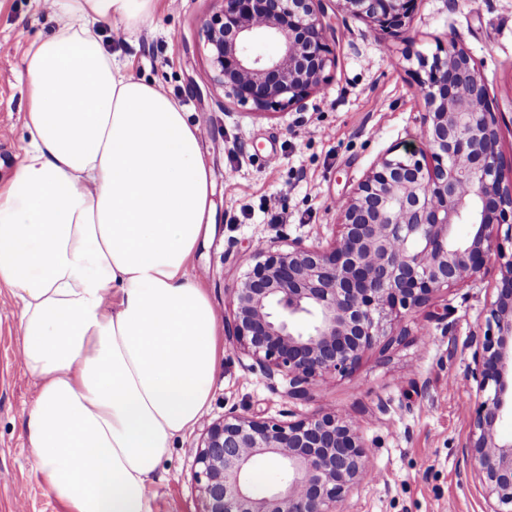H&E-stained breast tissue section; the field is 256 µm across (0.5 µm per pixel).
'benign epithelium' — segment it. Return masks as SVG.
Masks as SVG:
<instances>
[{
  "label": "benign epithelium",
  "mask_w": 512,
  "mask_h": 512,
  "mask_svg": "<svg viewBox=\"0 0 512 512\" xmlns=\"http://www.w3.org/2000/svg\"><path fill=\"white\" fill-rule=\"evenodd\" d=\"M205 23L215 87L258 113L301 109L336 62L326 37L324 0H218ZM355 17L394 33L418 0H336ZM279 45L266 57L256 37ZM426 151L391 148L343 199L326 248L261 240L254 264L224 289L226 340L251 360L269 389L308 400L327 380L350 373L374 348L408 335L396 329L433 295L475 280L491 260L495 281L475 335L465 380L476 386L462 444L485 512H512V439L498 434L512 414V157L500 148L501 112L471 54L455 42L420 61ZM470 232L457 240L453 228ZM304 318L313 332L298 328ZM265 456L281 474L258 493L249 471ZM373 469L368 444L349 413L323 411L282 421L231 407L209 423L195 457L196 512H344Z\"/></svg>",
  "instance_id": "obj_1"
}]
</instances>
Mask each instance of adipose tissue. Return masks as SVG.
I'll return each instance as SVG.
<instances>
[{
  "label": "adipose tissue",
  "mask_w": 512,
  "mask_h": 512,
  "mask_svg": "<svg viewBox=\"0 0 512 512\" xmlns=\"http://www.w3.org/2000/svg\"><path fill=\"white\" fill-rule=\"evenodd\" d=\"M25 55L29 144L0 187V288L20 303L35 473L64 512H152L147 486L208 411L223 351L190 278L214 232L200 131L104 50L92 22L134 28L157 0H56Z\"/></svg>",
  "instance_id": "obj_1"
}]
</instances>
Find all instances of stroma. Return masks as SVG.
I'll list each match as a JSON object with an SVG mask.
<instances>
[{"mask_svg":"<svg viewBox=\"0 0 512 512\" xmlns=\"http://www.w3.org/2000/svg\"><path fill=\"white\" fill-rule=\"evenodd\" d=\"M217 0H158L152 22L111 41L114 20L94 23L124 72L150 81L176 99L206 134L201 150L212 182L214 234L198 247L192 279L216 309L224 290L253 262L252 247L286 240L325 247L337 231L338 205L379 156L395 145H421L416 118L424 109L417 87L419 57H432L449 36L468 49L504 113L500 146L512 156V0H419L408 29L389 36L327 0L324 22L336 65L304 108L257 114L211 84L203 23ZM62 23L42 0H0V185L13 178L27 145L28 92L24 55L30 44ZM498 278L489 265L475 281L433 296L416 316L419 330L389 351L371 350L349 375L306 401L271 391L247 356L225 346L207 419L237 407L267 417L308 415L336 408L356 416L369 445L374 481L353 491L346 512H484L477 484L466 483L461 445L469 431L464 382L468 343L478 332ZM447 311L430 320L429 312ZM19 308L0 292V512H62L39 484L23 419L38 381L17 358ZM387 411H379V403ZM203 425L179 438L149 484L153 512H195L193 462Z\"/></svg>","mask_w":512,"mask_h":512,"instance_id":"35a3bbf8","label":"stroma"}]
</instances>
